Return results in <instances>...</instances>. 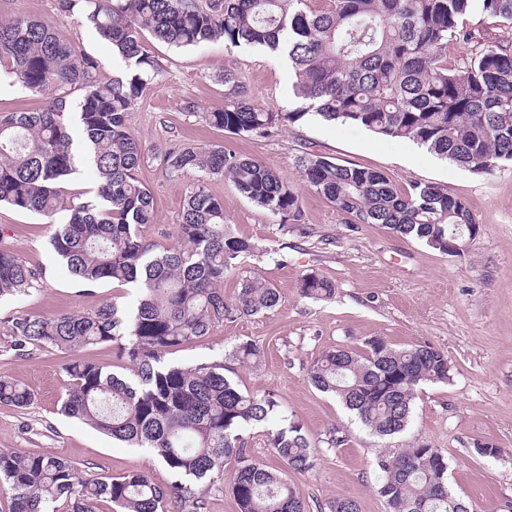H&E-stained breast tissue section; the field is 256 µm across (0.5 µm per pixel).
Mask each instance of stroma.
<instances>
[{
  "mask_svg": "<svg viewBox=\"0 0 512 512\" xmlns=\"http://www.w3.org/2000/svg\"><path fill=\"white\" fill-rule=\"evenodd\" d=\"M17 16L51 22L62 40L96 61L100 78L129 75L82 12H62L59 0H0V21ZM144 44L158 74L129 112L128 125L145 151L138 177L157 210V222L145 235L166 245L178 242L183 203L197 175L168 177L157 160L177 143L217 144L261 160L293 186L302 206L300 221H285L241 196L228 179L209 182L234 232L266 249L263 257L245 258L244 268L278 288L282 303L220 323L202 340L174 350L169 361L191 366L224 358L242 341L260 345L261 367L237 369L235 379L252 392L275 395L289 420L303 424L314 465L289 471L288 481L306 512H329L339 497L355 500L359 512H386L375 490L383 447L333 397L310 384L308 370L324 351L360 350L373 336L397 348L433 346L447 355L450 379L418 387L412 422L391 446L397 451L417 441L432 443L447 459L449 491L471 512H512V162L475 172L412 141L317 119L262 138L230 135L205 121L206 113L224 108L225 70L241 76L252 104L289 112L299 101L287 60L220 40L181 49L150 37ZM50 99V93L22 87L0 65V113L40 112ZM306 152L381 171L402 190L414 182L438 184L465 203L479 231L462 255L450 257L380 225L354 223L304 183L296 158ZM53 231L44 217L0 204V246L47 270L41 287L0 300V374L35 395L23 408L0 404V449L53 454L88 476L139 471L166 482L164 467L145 449L112 441L61 414L65 354L34 346L20 357L13 350V318L70 314L111 302L122 307L136 295L127 286L89 287L73 279L54 258ZM313 271L334 282L333 299L299 295L300 279ZM334 430L344 441L331 448L326 441ZM480 443L499 448V457L479 455Z\"/></svg>",
  "mask_w": 512,
  "mask_h": 512,
  "instance_id": "1",
  "label": "stroma"
}]
</instances>
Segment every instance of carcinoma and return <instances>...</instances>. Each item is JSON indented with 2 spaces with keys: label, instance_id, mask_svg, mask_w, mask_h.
Returning <instances> with one entry per match:
<instances>
[{
  "label": "carcinoma",
  "instance_id": "cac0c4a2",
  "mask_svg": "<svg viewBox=\"0 0 512 512\" xmlns=\"http://www.w3.org/2000/svg\"><path fill=\"white\" fill-rule=\"evenodd\" d=\"M307 0H60L65 12L81 8L101 40L112 46L131 79L102 81L94 59L60 39L51 23L21 17L0 21V63L32 92L67 86L83 90L77 104L64 94L42 112L0 114V204L52 217L69 212L51 238L56 258L79 282L134 284L131 307L107 304L90 312L15 319L17 355L28 346H50L72 356L64 367L60 411L133 448H146L170 482L143 472L90 478L48 453L0 450V491L10 512H203L198 485L234 460L232 492L239 512H305L287 476L246 457L245 431L274 419L267 433L273 453L293 470L313 465L303 426L281 411L274 395L242 390L224 360L181 366L167 355L207 336L235 316H254L281 305L278 289L241 267L265 250L224 223V201L208 181L229 179L238 193L283 220L301 218L299 196L260 160L222 146L182 144L159 156L166 175L186 171L198 185L184 200L179 246L152 242L143 229L156 223L154 197L138 179L144 151L127 118L156 70L144 36L175 47L217 40L234 47L284 50L294 73L301 109L274 112L245 98L237 75L224 73V110L207 124L239 137H264L307 115L405 138L476 172L512 161V41L478 46L448 64V43L470 42L458 19L476 9L493 26L512 25V0H331L313 12ZM74 113L70 123L68 113ZM82 164L98 176L87 200L68 199L66 185ZM302 180L357 224H379L424 242L443 255L448 238L463 247L475 219L467 206L435 184L396 188L381 172L307 153L298 159ZM47 271L0 247V297L21 296L42 285ZM235 276L237 293L224 297V279ZM302 296L332 299V280L310 273ZM111 345L130 374L85 359L87 347ZM263 349L236 344L229 360L259 368ZM448 357L430 345L395 348L383 338L366 340L361 352L336 346L310 367L312 385L330 394L373 435L386 439L407 430L422 383L450 379ZM32 391L0 375V403L22 408ZM377 494L387 512H470L448 490L442 450L419 441L381 456Z\"/></svg>",
  "mask_w": 512,
  "mask_h": 512
}]
</instances>
